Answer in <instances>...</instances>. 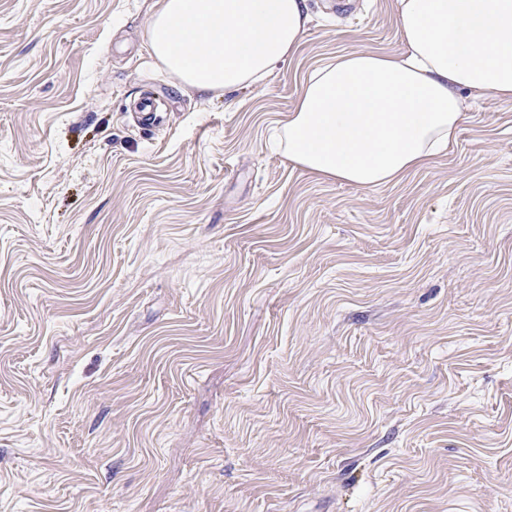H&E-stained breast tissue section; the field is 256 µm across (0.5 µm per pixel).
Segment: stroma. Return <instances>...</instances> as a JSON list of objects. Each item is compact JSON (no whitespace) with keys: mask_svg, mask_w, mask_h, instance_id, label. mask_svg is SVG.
<instances>
[{"mask_svg":"<svg viewBox=\"0 0 512 512\" xmlns=\"http://www.w3.org/2000/svg\"><path fill=\"white\" fill-rule=\"evenodd\" d=\"M159 6L0 0V512H512V102L359 189L279 137L395 0H307L228 93Z\"/></svg>","mask_w":512,"mask_h":512,"instance_id":"1","label":"stroma"}]
</instances>
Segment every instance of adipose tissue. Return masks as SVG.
<instances>
[{"instance_id":"1","label":"adipose tissue","mask_w":512,"mask_h":512,"mask_svg":"<svg viewBox=\"0 0 512 512\" xmlns=\"http://www.w3.org/2000/svg\"><path fill=\"white\" fill-rule=\"evenodd\" d=\"M405 53L341 55L302 85L285 132L291 164L358 188L401 181L451 143L460 90L512 102V0H396ZM305 0H161L147 39L188 88L263 82L296 51Z\"/></svg>"}]
</instances>
